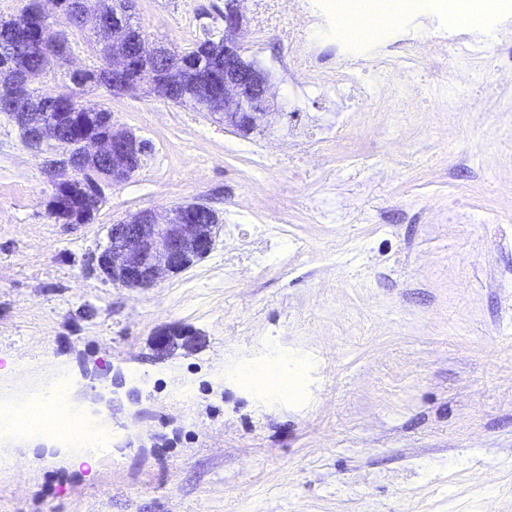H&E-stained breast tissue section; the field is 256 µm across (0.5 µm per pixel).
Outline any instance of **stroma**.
Here are the masks:
<instances>
[{
    "label": "stroma",
    "mask_w": 512,
    "mask_h": 512,
    "mask_svg": "<svg viewBox=\"0 0 512 512\" xmlns=\"http://www.w3.org/2000/svg\"><path fill=\"white\" fill-rule=\"evenodd\" d=\"M378 2L374 41L340 33L337 0H312L307 50L327 68L370 62L354 100L293 88L288 19L255 40L244 12L276 111L247 136L187 102L50 72L40 93L107 108L148 143L88 224L48 217L53 178L0 113V400L67 381L113 442L78 470L17 452L0 512H512V86L498 80L512 0L466 18L455 0ZM223 15L224 0H136L134 22L181 51ZM461 38L486 46L463 59ZM398 53L403 71L386 68ZM303 130L326 143L320 168L256 156ZM246 195L260 217L236 214ZM187 203L220 218L206 257L152 288L91 271L112 224ZM258 365L297 387L246 386Z\"/></svg>",
    "instance_id": "obj_1"
}]
</instances>
